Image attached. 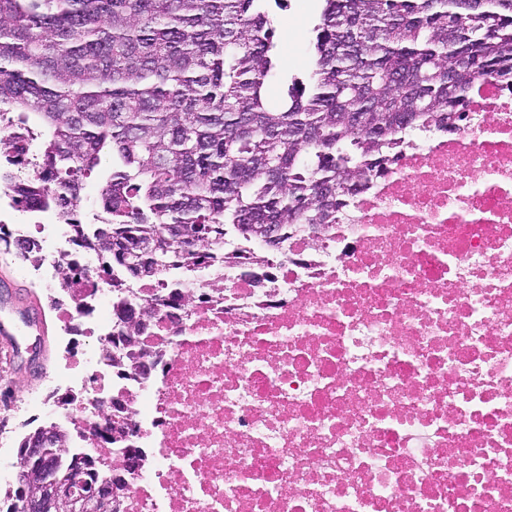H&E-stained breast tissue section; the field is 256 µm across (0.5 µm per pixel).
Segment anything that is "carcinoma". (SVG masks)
I'll list each match as a JSON object with an SVG mask.
<instances>
[{
  "label": "carcinoma",
  "mask_w": 512,
  "mask_h": 512,
  "mask_svg": "<svg viewBox=\"0 0 512 512\" xmlns=\"http://www.w3.org/2000/svg\"><path fill=\"white\" fill-rule=\"evenodd\" d=\"M320 2L311 67L287 78L273 42L287 0H0V111L36 128L42 160L16 203L69 221L109 162L108 223L74 225L78 243L104 258L100 279L161 280L224 262L265 224L285 244L335 222L400 136L446 130L478 81L512 80V0ZM85 276L59 270L68 288ZM67 440L43 445L55 479L98 475L59 457Z\"/></svg>",
  "instance_id": "obj_1"
}]
</instances>
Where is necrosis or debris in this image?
Wrapping results in <instances>:
<instances>
[{
    "label": "necrosis or debris",
    "mask_w": 512,
    "mask_h": 512,
    "mask_svg": "<svg viewBox=\"0 0 512 512\" xmlns=\"http://www.w3.org/2000/svg\"><path fill=\"white\" fill-rule=\"evenodd\" d=\"M465 112L460 128L404 137L336 223L289 239L266 284L239 275L266 265L254 245L181 269L180 300L121 369L107 355L120 301L164 286L95 277L73 226L106 223L97 188L70 225L16 205L38 156L0 113V143L25 149L0 178V216L38 240L35 283L63 333L87 339L0 409V490L21 477L12 422H65L68 455L109 464L89 431L120 413L142 450L120 512H512V86L481 81ZM71 260L88 271L78 288L58 278Z\"/></svg>",
    "instance_id": "necrosis-or-debris-1"
}]
</instances>
